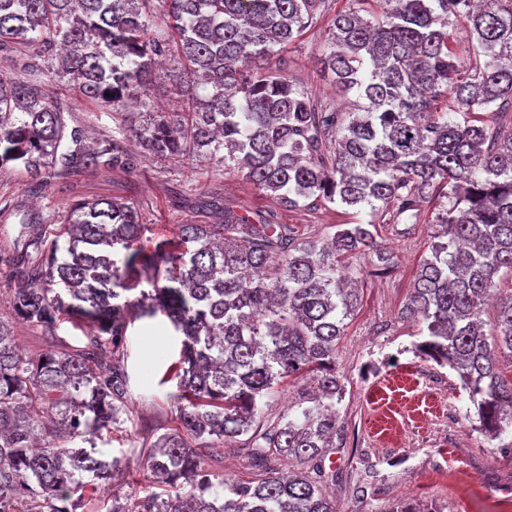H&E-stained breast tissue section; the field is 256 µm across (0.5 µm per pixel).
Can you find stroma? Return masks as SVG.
<instances>
[{
    "label": "stroma",
    "instance_id": "35a3bbf8",
    "mask_svg": "<svg viewBox=\"0 0 512 512\" xmlns=\"http://www.w3.org/2000/svg\"><path fill=\"white\" fill-rule=\"evenodd\" d=\"M353 4L326 0L317 22L273 57L280 74L315 101L343 104L321 61L330 52L327 34L336 13ZM69 103L70 126L94 136H122L121 114L102 113L75 95ZM98 196L128 200L139 210L148 226L143 245L149 249L173 238L179 225L221 221L219 210L211 206L218 197L253 216L274 213L278 223L304 233L313 229L324 238L338 225L371 220L367 213L320 201L282 205L256 189L241 171L147 156L130 173L82 171L40 191L29 189L17 174H0V208L6 210L0 217V249L11 247L25 214L61 217L77 200ZM433 209V203H423L414 224L395 223L388 213L374 219L377 241L395 256L391 272L372 275L374 260L369 256L352 260L363 272L362 301L336 352V372L345 385L339 405L342 432L335 453L324 462L336 473L330 490L338 512H389L405 502L423 512H512V429L492 442L474 431L466 417L472 404L453 371L437 367L428 384L416 380L423 365L410 351L418 340L417 327L401 318L400 309L434 233ZM180 341L162 316L128 327L130 415L120 428L95 440L99 454L125 458L128 467L116 488L99 491L97 512H110L113 494L143 496L150 490L139 464L140 436L179 426L177 383L165 380L164 374L179 357ZM358 486L366 488L367 497L353 495Z\"/></svg>",
    "mask_w": 512,
    "mask_h": 512
}]
</instances>
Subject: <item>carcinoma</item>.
I'll use <instances>...</instances> for the list:
<instances>
[{
  "label": "carcinoma",
  "instance_id": "cac0c4a2",
  "mask_svg": "<svg viewBox=\"0 0 512 512\" xmlns=\"http://www.w3.org/2000/svg\"><path fill=\"white\" fill-rule=\"evenodd\" d=\"M356 2L336 14L322 61L336 92L360 101L342 112L268 67L273 47L296 41L323 0H0V173L45 189L83 170L137 168L125 137L84 146L61 101L74 92L104 113L136 111L128 132L142 152L244 169L288 206L314 196L400 221L438 198L402 314L421 324L415 351L468 392L474 429L497 439L512 427V382L495 357L512 358V296L499 299L489 331L482 312L495 277L512 271V129L490 145L488 126L493 104L512 102V0ZM451 20L467 29L468 65L451 48ZM20 43L35 59L17 77L8 53ZM172 52L193 76L178 89L185 107L152 112L156 58ZM54 60L51 96L40 74ZM445 97L449 109H434ZM51 221L25 225L7 260L9 308L49 348L23 353L0 320V512H94L85 488L125 468L73 444L123 423L136 307L183 336L169 371L187 406L181 431L142 444L164 491L115 496L112 512H336L324 490L336 474L321 461L340 432L336 349L359 303L350 259L375 255L378 275L394 266L374 221L343 224L325 241L226 203L222 223L181 224L151 250L141 214L119 200L84 199L67 223ZM63 316L84 332L83 348L59 344ZM290 377L315 385L306 406L263 417L262 401ZM215 443L248 449L264 478L224 477L201 456ZM284 457L294 461L287 476Z\"/></svg>",
  "mask_w": 512,
  "mask_h": 512
}]
</instances>
